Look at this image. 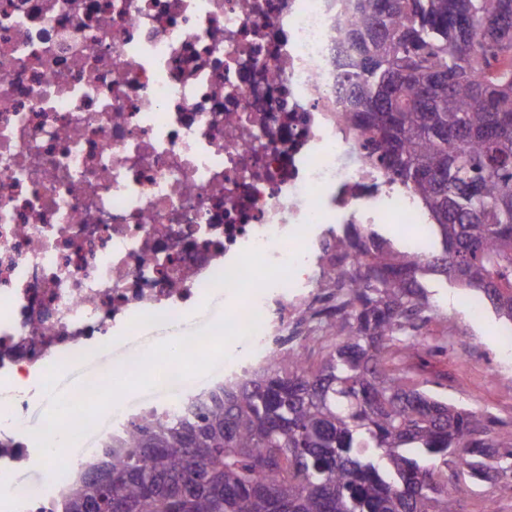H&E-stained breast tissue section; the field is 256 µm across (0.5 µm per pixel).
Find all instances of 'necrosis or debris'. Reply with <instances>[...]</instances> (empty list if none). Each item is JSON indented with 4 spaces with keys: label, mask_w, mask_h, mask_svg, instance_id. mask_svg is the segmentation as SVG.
Wrapping results in <instances>:
<instances>
[{
    "label": "necrosis or debris",
    "mask_w": 512,
    "mask_h": 512,
    "mask_svg": "<svg viewBox=\"0 0 512 512\" xmlns=\"http://www.w3.org/2000/svg\"><path fill=\"white\" fill-rule=\"evenodd\" d=\"M344 0H0V497L37 512L83 461L22 418L46 373L223 289V323L185 348L243 339L272 365L334 304L340 224L426 217L363 161L340 109ZM107 378L65 405L68 445ZM48 470L46 462L24 464L14 473L12 485L15 489L32 490L43 481Z\"/></svg>",
    "instance_id": "necrosis-or-debris-1"
}]
</instances>
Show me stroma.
<instances>
[{
  "label": "stroma",
  "instance_id": "stroma-1",
  "mask_svg": "<svg viewBox=\"0 0 512 512\" xmlns=\"http://www.w3.org/2000/svg\"><path fill=\"white\" fill-rule=\"evenodd\" d=\"M436 315L425 332L442 344L441 353L426 356L424 375L439 382L441 393L453 402L488 412L504 424L512 423V352L500 343L504 328L493 309L475 322L458 305L462 286L442 279L427 283ZM226 310L223 289L209 291L203 306L191 320L153 321L138 326L111 348L121 354H135L159 337L176 332L189 336L206 333L223 320ZM461 512H512V482L497 478L467 489Z\"/></svg>",
  "mask_w": 512,
  "mask_h": 512
}]
</instances>
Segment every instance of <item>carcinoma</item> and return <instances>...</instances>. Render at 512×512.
<instances>
[{
	"mask_svg": "<svg viewBox=\"0 0 512 512\" xmlns=\"http://www.w3.org/2000/svg\"><path fill=\"white\" fill-rule=\"evenodd\" d=\"M341 118L410 190L440 251H402L344 224L336 256L363 258L311 366L245 369L134 416L63 498L39 512H458L448 467L512 476V428L417 381L433 318L424 278L483 294L512 322V33L483 31L512 0H353Z\"/></svg>",
	"mask_w": 512,
	"mask_h": 512,
	"instance_id": "obj_1",
	"label": "carcinoma"
}]
</instances>
